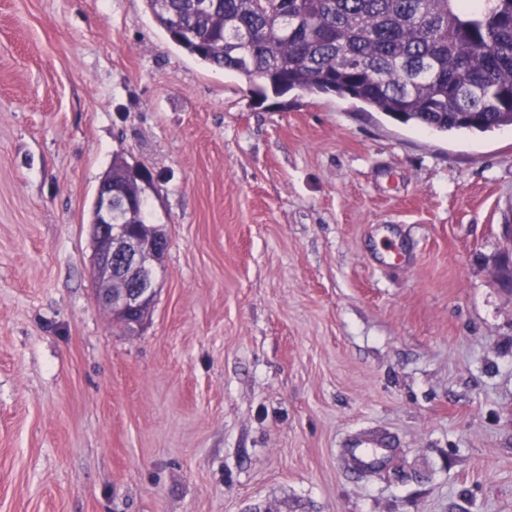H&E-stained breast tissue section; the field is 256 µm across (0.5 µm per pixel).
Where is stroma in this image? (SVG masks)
<instances>
[{"label":"stroma","instance_id":"35a3bbf8","mask_svg":"<svg viewBox=\"0 0 512 512\" xmlns=\"http://www.w3.org/2000/svg\"><path fill=\"white\" fill-rule=\"evenodd\" d=\"M116 154L167 237L132 334L90 274ZM508 224L511 127L262 101L144 0H0V512H512Z\"/></svg>","mask_w":512,"mask_h":512}]
</instances>
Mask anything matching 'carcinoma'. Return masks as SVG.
<instances>
[{"label":"carcinoma","instance_id":"1","mask_svg":"<svg viewBox=\"0 0 512 512\" xmlns=\"http://www.w3.org/2000/svg\"><path fill=\"white\" fill-rule=\"evenodd\" d=\"M144 2L191 57L264 97L331 94L446 134L512 126V0ZM151 186L115 155L97 195Z\"/></svg>","mask_w":512,"mask_h":512}]
</instances>
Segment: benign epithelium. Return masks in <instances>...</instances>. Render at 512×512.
Returning <instances> with one entry per match:
<instances>
[{"instance_id":"benign-epithelium-1","label":"benign epithelium","mask_w":512,"mask_h":512,"mask_svg":"<svg viewBox=\"0 0 512 512\" xmlns=\"http://www.w3.org/2000/svg\"><path fill=\"white\" fill-rule=\"evenodd\" d=\"M136 204L121 195L106 194L99 204V220L91 225L94 243L93 275L96 298L111 317H132L145 323L158 293V268L167 244L143 234L140 224H115L112 216H128Z\"/></svg>"}]
</instances>
